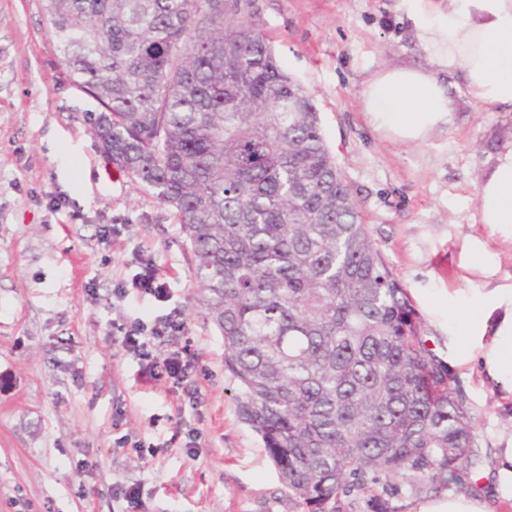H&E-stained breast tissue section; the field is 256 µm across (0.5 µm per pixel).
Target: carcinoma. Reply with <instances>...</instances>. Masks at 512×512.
<instances>
[{"mask_svg":"<svg viewBox=\"0 0 512 512\" xmlns=\"http://www.w3.org/2000/svg\"><path fill=\"white\" fill-rule=\"evenodd\" d=\"M42 2L102 149L181 224L239 416L296 508L476 488V419L264 35L224 0Z\"/></svg>","mask_w":512,"mask_h":512,"instance_id":"cac0c4a2","label":"carcinoma"}]
</instances>
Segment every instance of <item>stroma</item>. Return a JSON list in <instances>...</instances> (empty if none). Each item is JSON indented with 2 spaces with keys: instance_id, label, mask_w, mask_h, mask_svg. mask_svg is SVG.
Listing matches in <instances>:
<instances>
[{
  "instance_id": "obj_1",
  "label": "stroma",
  "mask_w": 512,
  "mask_h": 512,
  "mask_svg": "<svg viewBox=\"0 0 512 512\" xmlns=\"http://www.w3.org/2000/svg\"><path fill=\"white\" fill-rule=\"evenodd\" d=\"M395 0H239L312 97L324 138L374 246L407 288L429 347L455 367L476 418L482 484L512 437V400L464 375L448 336L449 296L512 285V240L481 224L477 191L512 149V107L456 100L448 126L426 141L376 132L361 90L387 63L427 66ZM96 102L72 82L42 0H0V512H125L116 485H139L135 512H296L261 439L238 415L224 338L191 274L174 212L109 162L84 120ZM119 232L102 237V225ZM488 263L472 262L471 240ZM154 260L185 319L157 357L192 338L196 409L181 410L113 324L160 310L119 283ZM120 424H113L116 409ZM197 429L187 452V429ZM93 468L77 469L80 451Z\"/></svg>"
}]
</instances>
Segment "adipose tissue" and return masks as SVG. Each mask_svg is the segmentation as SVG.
<instances>
[{
  "mask_svg": "<svg viewBox=\"0 0 512 512\" xmlns=\"http://www.w3.org/2000/svg\"><path fill=\"white\" fill-rule=\"evenodd\" d=\"M429 67L388 64L376 70L361 93L364 112L376 130L405 140L425 139L447 125L455 101L449 75L462 72L466 94L477 101L512 106V0H399ZM481 223L512 231V150L498 158L480 184ZM512 288L476 292L453 301L448 319L455 339L478 336L486 378L512 396V316L498 326L489 319ZM495 485L490 496L459 491L414 501L408 512H499L512 506V440L496 449Z\"/></svg>",
  "mask_w": 512,
  "mask_h": 512,
  "instance_id": "obj_1",
  "label": "adipose tissue"
}]
</instances>
